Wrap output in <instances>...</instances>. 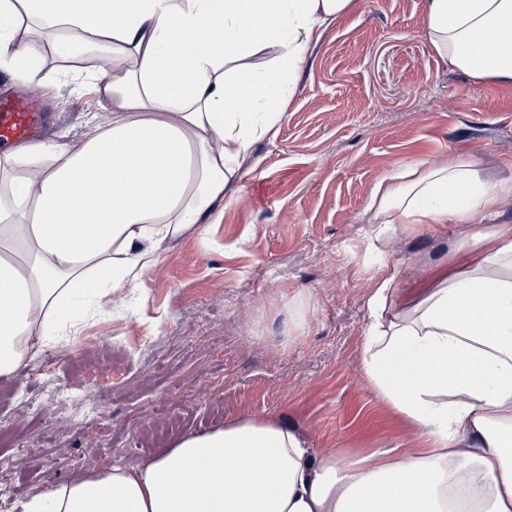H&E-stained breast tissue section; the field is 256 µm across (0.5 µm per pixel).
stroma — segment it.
<instances>
[{
  "label": "stroma",
  "instance_id": "obj_1",
  "mask_svg": "<svg viewBox=\"0 0 512 512\" xmlns=\"http://www.w3.org/2000/svg\"><path fill=\"white\" fill-rule=\"evenodd\" d=\"M75 71L46 53L45 140L70 148L91 136L89 114L111 118ZM454 158L500 175L512 158V84L442 62L425 0H359L324 32L207 233L165 245L142 285L0 375V431L12 434L0 447V512L243 416L288 424L316 456L419 448L366 375L367 301L383 269L398 270L404 292L461 261L475 230L493 249V226H512V197L479 228L368 224L364 210L387 173ZM168 419L176 434L149 438Z\"/></svg>",
  "mask_w": 512,
  "mask_h": 512
}]
</instances>
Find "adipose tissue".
Returning <instances> with one entry per match:
<instances>
[{
	"mask_svg": "<svg viewBox=\"0 0 512 512\" xmlns=\"http://www.w3.org/2000/svg\"><path fill=\"white\" fill-rule=\"evenodd\" d=\"M357 0H0V66L39 80L43 47L79 63L112 124L72 149L13 152L0 192V375L119 296L161 246L204 234L241 161L282 106L324 29ZM432 46L479 80L512 81V0H427ZM270 54L274 67L250 60ZM471 162L416 163L371 191L373 224H482L512 197ZM396 274L368 300V377L411 422L420 452L314 458L288 425L243 417L34 494L21 512H452L475 482L478 512H512V239L472 252L388 316Z\"/></svg>",
	"mask_w": 512,
	"mask_h": 512,
	"instance_id": "ef3b65f1",
	"label": "adipose tissue"
}]
</instances>
